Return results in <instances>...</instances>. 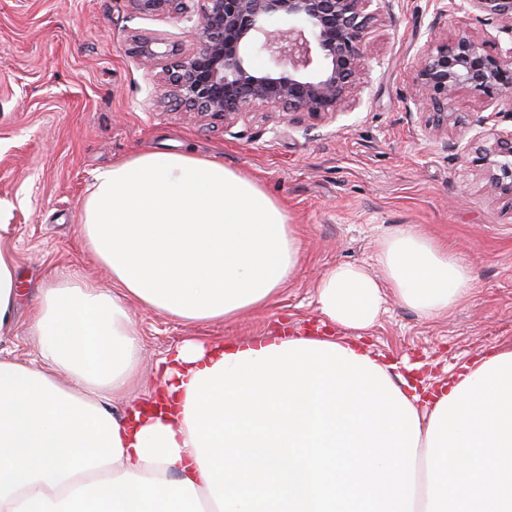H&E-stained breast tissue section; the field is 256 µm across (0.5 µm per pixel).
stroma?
I'll use <instances>...</instances> for the list:
<instances>
[{
	"label": "stroma",
	"mask_w": 512,
	"mask_h": 512,
	"mask_svg": "<svg viewBox=\"0 0 512 512\" xmlns=\"http://www.w3.org/2000/svg\"><path fill=\"white\" fill-rule=\"evenodd\" d=\"M434 22L444 39L461 30L512 39L473 14L435 19L433 0H393L365 45L371 72L358 107L302 124L260 110L228 130L165 103L162 83L129 51L144 35L176 52L192 48L171 14L141 11L134 0H0V224L10 227L21 288L0 349L19 357L36 350L28 323L46 284L75 275L111 289L110 272L82 241L81 204L98 171L151 150L187 151L254 179L287 209L300 260L278 295L233 322L188 325L129 302L146 384L187 339L247 343L315 329L346 335L318 308L321 274L352 263L380 276L379 241L407 224L458 253L474 288L434 318L387 297L362 338L368 352L422 363L421 378L435 385L450 366L511 345L512 200L495 194L461 150L491 112L500 114L499 131L511 132L512 101L464 90L453 106L464 124L425 130L423 114L411 108L413 77Z\"/></svg>",
	"instance_id": "stroma-1"
}]
</instances>
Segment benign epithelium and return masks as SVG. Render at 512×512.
<instances>
[{
    "mask_svg": "<svg viewBox=\"0 0 512 512\" xmlns=\"http://www.w3.org/2000/svg\"><path fill=\"white\" fill-rule=\"evenodd\" d=\"M143 11H168L185 22L198 47L166 65L176 105L233 126L259 108L324 119L356 97L366 71L362 46L383 16L385 0H137ZM435 20L476 13L512 32V0H435ZM164 40L145 36L130 52L149 70L167 58ZM257 55L268 65L252 64ZM414 82L415 106L428 128L448 126V105L462 89L486 100H512V42L491 53L466 32L451 42L425 41ZM498 113L482 118V144L470 163L491 186L512 196V133L496 130Z\"/></svg>",
    "mask_w": 512,
    "mask_h": 512,
    "instance_id": "benign-epithelium-1",
    "label": "benign epithelium"
}]
</instances>
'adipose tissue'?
Listing matches in <instances>:
<instances>
[{
	"mask_svg": "<svg viewBox=\"0 0 512 512\" xmlns=\"http://www.w3.org/2000/svg\"><path fill=\"white\" fill-rule=\"evenodd\" d=\"M0 224V331L15 260ZM105 292L41 289L32 359L0 356V512H512V345L464 361L425 395L356 341L385 293L427 317L465 301L469 266L402 226L375 255L382 279L328 269L317 304L352 337L187 344L141 385L136 301L192 324L232 322L291 280L287 211L223 163L155 150L99 171L81 206Z\"/></svg>",
	"mask_w": 512,
	"mask_h": 512,
	"instance_id": "adipose-tissue-1",
	"label": "adipose tissue"
}]
</instances>
